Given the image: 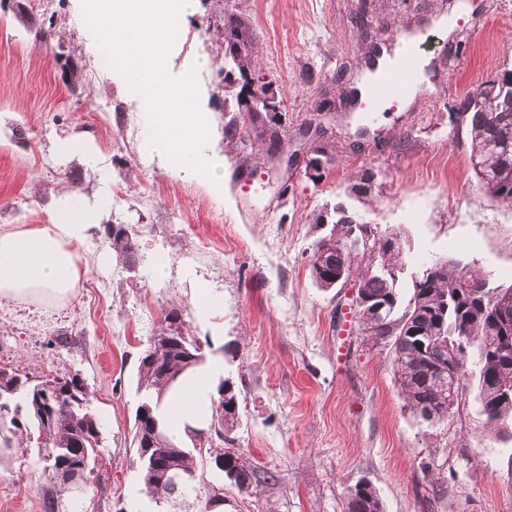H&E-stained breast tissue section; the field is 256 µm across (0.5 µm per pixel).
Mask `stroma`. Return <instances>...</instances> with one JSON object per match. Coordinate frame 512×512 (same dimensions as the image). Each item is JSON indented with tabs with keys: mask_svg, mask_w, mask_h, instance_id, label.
Returning <instances> with one entry per match:
<instances>
[{
	"mask_svg": "<svg viewBox=\"0 0 512 512\" xmlns=\"http://www.w3.org/2000/svg\"><path fill=\"white\" fill-rule=\"evenodd\" d=\"M253 31L252 59L280 101L286 155L321 99L336 103V158L320 180L275 170L266 146L224 136L239 110L222 89L224 22ZM447 18L453 29L434 27ZM426 32L429 87L403 111L365 120L344 98L371 51ZM81 0H0V225L44 224L52 197L102 199L104 219L137 231L139 264L112 255L103 228L78 248L76 294L51 306L0 301V366L30 377L76 375L103 422L102 459L60 512H156L131 447L138 358L163 307L184 309L192 334L225 344L224 377L238 394L235 445L267 481L224 488V512H344L348 487L377 489L384 512H512V418L488 424L475 379L447 423L422 425L396 382L388 348L360 336L343 289L311 278L315 242L344 205L400 233L406 276L453 259L512 285V209L488 200L470 162L463 96L512 66V0H196L169 52L175 78L196 69L208 145L224 158V197L145 158L149 131L121 79L100 69ZM89 140L94 161L61 156L64 138ZM375 190L349 191L363 171ZM166 259L165 275L154 267ZM224 298L219 339L195 316L199 285ZM48 481L36 449L0 462V512H41Z\"/></svg>",
	"mask_w": 512,
	"mask_h": 512,
	"instance_id": "obj_1",
	"label": "stroma"
}]
</instances>
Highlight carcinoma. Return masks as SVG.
Wrapping results in <instances>:
<instances>
[{
    "instance_id": "1",
    "label": "carcinoma",
    "mask_w": 512,
    "mask_h": 512,
    "mask_svg": "<svg viewBox=\"0 0 512 512\" xmlns=\"http://www.w3.org/2000/svg\"><path fill=\"white\" fill-rule=\"evenodd\" d=\"M227 66L219 72L224 90L232 91L236 75L252 69L250 50L240 54L225 52ZM468 124L473 165L487 198L512 207V68H503L467 94L457 107ZM337 235L346 237L350 225L362 223L357 213L345 206L334 210ZM116 259L127 267L137 263L135 232L119 224L105 227ZM403 248L381 245L380 269L355 265L352 273L361 278L366 294L397 303L392 317L377 320L380 334L393 331L390 346L395 378L405 395L408 409L424 424V411L431 409L438 422L448 420V384L437 383L431 367L448 361V341L463 337L459 344L460 376L468 371L467 350H472L477 367L478 396L482 412L490 424L512 417V398L501 393L512 389V346L505 337L512 336V294L498 296V289L488 279L456 260L440 263L426 288L416 287V278L405 283ZM183 310L174 305L163 312V319L150 336L139 358L138 389L146 398L136 408L133 447L146 493L157 503L187 504L196 512H224V483L238 489L257 488L256 470L243 453L223 450L224 467L213 471L208 459L214 448L207 445L204 430L186 427L193 447L185 448L165 431L160 409L167 392L174 386L168 374L180 376L203 366L207 354L203 343L188 336ZM44 385L54 416L46 419L41 412L36 386ZM212 401L207 430L223 442L227 432L238 423V395L234 385L224 381ZM103 424L91 408V396L84 380L76 375L33 380L13 370L0 367V458L11 454L16 444L36 441L39 458L48 469L67 464L86 454L91 462L99 458ZM64 488L50 485L42 497V512H58V494ZM344 512H384L377 489L361 480L345 494Z\"/></svg>"
}]
</instances>
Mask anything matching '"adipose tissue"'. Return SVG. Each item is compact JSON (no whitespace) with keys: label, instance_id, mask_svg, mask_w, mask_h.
Returning a JSON list of instances; mask_svg holds the SVG:
<instances>
[{"label":"adipose tissue","instance_id":"obj_1","mask_svg":"<svg viewBox=\"0 0 512 512\" xmlns=\"http://www.w3.org/2000/svg\"><path fill=\"white\" fill-rule=\"evenodd\" d=\"M97 202L75 204L58 196L48 223L0 227V299L29 304L61 303L73 296L81 281L77 248L99 225ZM224 374V361L215 357L186 377L179 394L168 397L163 415L171 435L186 427H204Z\"/></svg>","mask_w":512,"mask_h":512}]
</instances>
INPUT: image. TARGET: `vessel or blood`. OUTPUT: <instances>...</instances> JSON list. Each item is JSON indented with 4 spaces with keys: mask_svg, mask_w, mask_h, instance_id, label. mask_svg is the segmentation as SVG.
I'll use <instances>...</instances> for the list:
<instances>
[{
    "mask_svg": "<svg viewBox=\"0 0 512 512\" xmlns=\"http://www.w3.org/2000/svg\"><path fill=\"white\" fill-rule=\"evenodd\" d=\"M422 50V42H412L399 58L375 66L361 93L360 111L377 112L384 104L395 105L415 95V78L423 64Z\"/></svg>",
    "mask_w": 512,
    "mask_h": 512,
    "instance_id": "b4317fda",
    "label": "vessel or blood"
}]
</instances>
